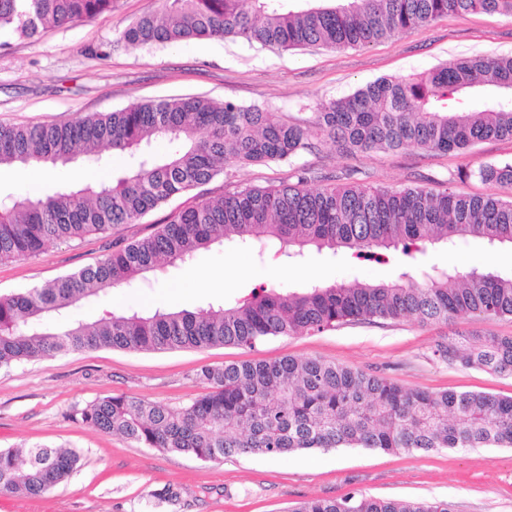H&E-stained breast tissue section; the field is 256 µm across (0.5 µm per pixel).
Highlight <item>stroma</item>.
Returning a JSON list of instances; mask_svg holds the SVG:
<instances>
[{
	"instance_id": "1",
	"label": "stroma",
	"mask_w": 512,
	"mask_h": 512,
	"mask_svg": "<svg viewBox=\"0 0 512 512\" xmlns=\"http://www.w3.org/2000/svg\"><path fill=\"white\" fill-rule=\"evenodd\" d=\"M157 0H118L116 9L70 28L0 48V124L71 120L131 104L173 96H199L221 103L258 105L289 121L308 117L320 98H340L380 77L409 76L471 56L512 55V17L470 12L442 17L364 47L277 51L242 41L188 40L131 49L118 44L133 19L156 9ZM132 163L128 155L103 151L101 160L41 169L37 182L27 166L0 167V197L36 196L72 182L74 170L108 181ZM512 164V141L488 140L447 154L409 147L349 156L329 142L282 162L237 167L201 186L218 195L237 187L288 183L306 167L333 175L352 170L357 181L401 189L452 185L464 195H507V188L450 173L482 164ZM112 239L89 235L47 245L36 257L0 263V296L42 285L95 265ZM512 271V245L490 247L477 239L432 248L413 267L400 257L376 264L351 253L324 251L292 265L271 254L239 248L233 241L201 251L188 265L168 267L148 279L110 290L75 310L95 321L129 308L151 311L174 291L186 290L188 306L230 301L258 285L295 288L308 280L378 283L408 270L420 276L454 267ZM209 282L193 289V274ZM457 330L512 335V320L460 317L422 326L409 320L345 324L314 336H279L255 349L216 346L168 352L109 348L70 351L0 369V449L35 443L78 450L80 468L63 484L36 498L0 494V512H283L310 498L363 493L383 499L445 500L455 512H512V447L396 455L364 448L320 449L267 457L250 454L203 462L141 448L88 427L73 416L96 398L127 394L184 406L200 390L196 371L245 359L321 357L385 376L408 389L486 392L512 397V375H491L434 359L440 337ZM178 500L161 499L164 488Z\"/></svg>"
}]
</instances>
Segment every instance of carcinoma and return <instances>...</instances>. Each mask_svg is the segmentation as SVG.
<instances>
[{
  "mask_svg": "<svg viewBox=\"0 0 512 512\" xmlns=\"http://www.w3.org/2000/svg\"><path fill=\"white\" fill-rule=\"evenodd\" d=\"M116 0H0V35L32 39L112 12ZM512 16V0H159L129 23L128 47L190 39H239L298 49L367 46L448 14ZM299 122L259 106L201 97L134 103L75 120L0 124V166L55 165L104 149L133 165L112 182L0 200V262L26 260L52 242L109 235L173 197L209 183L224 164L287 161L330 141L347 155L406 146L439 153L512 140V56L466 58L407 78H381L341 98L321 99ZM167 139L164 155L153 143ZM512 186V164L458 170ZM278 186H246L171 211L139 239L112 242L96 265L23 293L0 296V369L70 350L165 352L233 345L253 349L276 336H306L347 323L413 319L421 325L460 314L512 318V273L453 268L423 280L404 271L378 284L307 281L263 285L229 302L193 309L110 313L93 323L71 317L81 302L165 266L192 263L226 239L293 261L312 249H344L360 261L407 265L429 248L478 239L512 245V200L465 196L451 187L389 189L351 180L326 183L308 169ZM443 362L512 375V336L456 332L436 342ZM201 392L184 407L136 396L100 397L75 410L83 423L138 446L201 461L239 454L278 457L309 449L371 448L405 453L512 446V397L485 392L407 390L381 376L318 357L204 365ZM81 455L44 444L0 450V492L37 497L65 482ZM286 512H454L446 501L371 496L312 498Z\"/></svg>",
  "mask_w": 512,
  "mask_h": 512,
  "instance_id": "1",
  "label": "carcinoma"
}]
</instances>
